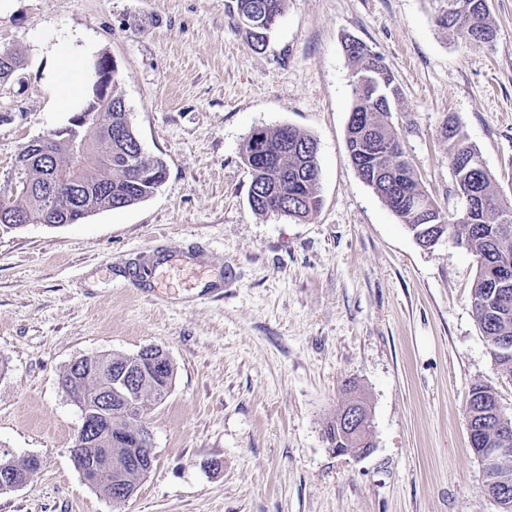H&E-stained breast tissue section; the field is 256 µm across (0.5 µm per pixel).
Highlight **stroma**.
I'll return each mask as SVG.
<instances>
[{"label":"stroma","instance_id":"1","mask_svg":"<svg viewBox=\"0 0 512 512\" xmlns=\"http://www.w3.org/2000/svg\"><path fill=\"white\" fill-rule=\"evenodd\" d=\"M231 0H10L0 50L25 67L0 86V198L31 141L67 125L43 43L80 31L117 67V91L167 177L149 199L79 224L0 231V447L41 467L0 492V512H497L468 440L472 385L512 416L471 306L478 264L448 237L418 244L358 176L346 146L351 71L366 42L401 90L393 121L429 197L452 192L454 118L495 189L512 196V0H489L492 47L431 22L427 0H288L254 51ZM317 142L308 221L248 204L251 129ZM165 350L175 367L151 406V472L115 501L71 457L80 410L61 379L91 354ZM355 380L372 412L368 456L323 428ZM221 461V469L210 466Z\"/></svg>","mask_w":512,"mask_h":512}]
</instances>
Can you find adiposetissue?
<instances>
[{
  "mask_svg": "<svg viewBox=\"0 0 512 512\" xmlns=\"http://www.w3.org/2000/svg\"><path fill=\"white\" fill-rule=\"evenodd\" d=\"M44 50L53 62L50 81L60 96L59 111H74L81 103V92L93 47L78 32L45 44Z\"/></svg>",
  "mask_w": 512,
  "mask_h": 512,
  "instance_id": "1",
  "label": "adipose tissue"
}]
</instances>
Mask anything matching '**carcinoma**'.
Segmentation results:
<instances>
[{
  "label": "carcinoma",
  "mask_w": 512,
  "mask_h": 512,
  "mask_svg": "<svg viewBox=\"0 0 512 512\" xmlns=\"http://www.w3.org/2000/svg\"><path fill=\"white\" fill-rule=\"evenodd\" d=\"M287 0H233L239 27L256 50L264 49L280 18ZM432 21L441 30L456 37L467 48L491 45L496 30L490 21L488 0H428ZM352 64L351 87L353 105L347 124V148L362 181L387 204L412 233L419 224L401 191L423 198L428 194L421 178L403 150L387 153L384 143L400 145V134L393 122V112L400 99V88L383 59L366 43L361 47L344 45ZM23 66L22 57L14 51L0 50V84L9 82ZM105 114H112V143L95 141L90 147L94 161L78 170L69 164L70 149L66 141L56 137L48 142L54 159L46 164L32 163L18 169V182L39 185L55 182L61 192L78 180L85 186L84 202L97 210L132 206L152 196L167 174L165 162L150 157L136 143L138 137L126 120L127 107L112 80V94L102 105ZM441 138L448 145V159L454 178L477 192L476 203L469 216L461 213L444 215L438 232L449 236L473 253L479 263L472 287L471 300L479 327L487 338L501 374L512 378V356L506 357L500 345L512 348V282L494 285L489 279L493 265L512 267V198L501 195L493 186L494 177L487 167H476L470 157H478L477 149L467 144L457 125L447 121ZM245 163L251 170L249 205L258 214L285 216L306 221L320 207L316 182L318 177L316 140L300 128L283 124L273 128L258 127L246 136L242 146ZM145 169L147 175L133 185L130 176ZM7 208L28 216L30 223H39L44 212L41 197L19 191L8 200H0V209ZM136 363L132 355H99L97 359L79 358L76 366L65 372L62 383L72 385L89 404L111 382V370ZM167 380L149 373L141 374L132 404L112 405V415L101 421L99 444L88 448L74 438L72 457L77 469L98 461L104 453L122 461L132 453H150L152 436L146 431L134 432L130 424L147 414V402L161 401L169 393L174 366L167 361ZM499 403L491 387L473 385L467 399L468 426L480 429L484 440L491 443L498 437L488 411ZM331 448H355L357 440L340 434L336 421L330 420L324 430ZM30 470L28 462L15 463L6 449L0 448V481L22 476ZM107 489L131 490L138 486L141 473L127 469L121 483H115L111 472L102 474Z\"/></svg>",
  "instance_id": "obj_1"
}]
</instances>
